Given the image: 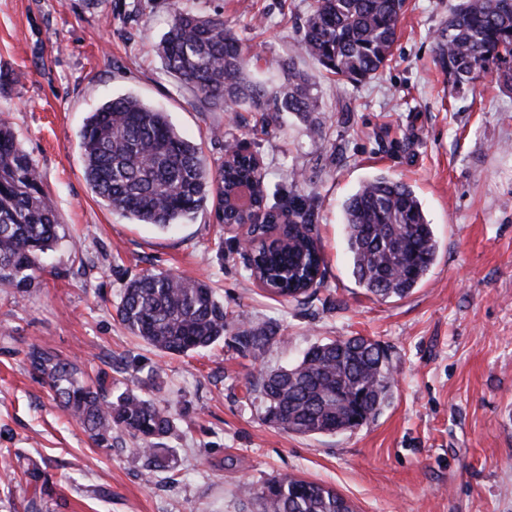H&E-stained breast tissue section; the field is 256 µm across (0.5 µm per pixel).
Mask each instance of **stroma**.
<instances>
[{"mask_svg":"<svg viewBox=\"0 0 512 512\" xmlns=\"http://www.w3.org/2000/svg\"><path fill=\"white\" fill-rule=\"evenodd\" d=\"M459 0H407L392 64L354 85L300 54L310 0H183L222 15L278 85L293 61L314 83L308 118L207 108L166 74L155 46L171 0H0V113L54 198L59 239L25 296L0 283V512H257L240 490L276 475L336 489L354 512H512V87L493 77L455 92L438 36ZM125 94L166 112L209 165L227 143L258 157L267 202L311 197L326 260L316 297L270 295L243 268L239 226L211 206L169 230L99 202L84 177L81 131ZM384 175L415 191L439 242L424 282L379 301L356 283L343 203ZM147 271L208 281L231 327L276 322L282 341L257 359L232 335L211 349L163 357L119 321L125 284ZM365 336L387 348L395 381L374 420L303 436L266 425L246 384L295 363L313 344ZM75 361L113 393L168 406L165 466L121 436L97 446L55 403L29 353ZM15 472L6 481L4 473Z\"/></svg>","mask_w":512,"mask_h":512,"instance_id":"35a3bbf8","label":"stroma"}]
</instances>
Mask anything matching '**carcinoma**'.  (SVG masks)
Listing matches in <instances>:
<instances>
[{
    "label": "carcinoma",
    "mask_w": 512,
    "mask_h": 512,
    "mask_svg": "<svg viewBox=\"0 0 512 512\" xmlns=\"http://www.w3.org/2000/svg\"><path fill=\"white\" fill-rule=\"evenodd\" d=\"M406 0H313L298 48L331 74L352 84L368 82L391 61ZM173 19L158 43L166 71L202 106H249L261 111H317L308 77L288 67L287 83L273 92L247 74L240 40L221 18L198 15L172 0ZM448 81L462 88L491 76L512 85V0H462L438 41ZM86 180L97 198L139 224L161 230L194 215L207 202L218 223L247 217L224 207L237 188L254 182L266 202V173L249 154L212 170L201 148L181 137L165 113L123 95L87 118L81 133ZM346 247L356 282L380 300L402 299L428 275L437 240L410 186L384 176L363 182L343 204ZM269 224L293 225L277 246L260 247L246 265L286 298L301 301L324 278V258L314 235V211L303 198L265 208ZM57 208L43 187L35 160L0 117V281L18 292L33 287L41 256L57 239ZM120 321L153 348L188 355L224 340V303L205 282L170 272H147L128 282L116 306ZM273 322L237 328L234 342L259 357L281 340ZM32 367L45 378L61 408L93 441L112 447V433L138 440L148 458L145 480L162 466L163 439L174 430L169 411L132 391L117 396L101 381L88 383L76 366L36 348ZM394 377L389 356L364 336L310 347L295 364L263 372L250 391L265 404L263 420L300 435L334 434L370 421L388 399ZM243 496L260 512H353L333 489L279 475Z\"/></svg>",
    "instance_id": "carcinoma-1"
}]
</instances>
